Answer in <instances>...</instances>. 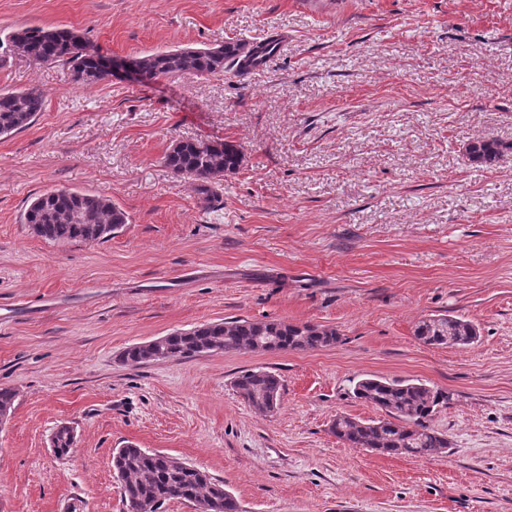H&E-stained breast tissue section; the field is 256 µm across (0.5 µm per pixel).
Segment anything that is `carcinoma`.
Wrapping results in <instances>:
<instances>
[{
  "label": "carcinoma",
  "instance_id": "carcinoma-1",
  "mask_svg": "<svg viewBox=\"0 0 512 512\" xmlns=\"http://www.w3.org/2000/svg\"><path fill=\"white\" fill-rule=\"evenodd\" d=\"M8 51L44 63L70 67L73 80L81 87L98 83L99 53L74 29L29 27L7 37ZM268 42L226 41L207 48H180L159 51L136 58L144 77L209 76L233 70L242 75L258 67ZM44 106L43 94L35 89L0 93V136L28 127ZM472 160L491 164L512 152V143L484 137L467 146ZM244 161L234 144L186 140L172 145L164 165L175 175L197 182L199 191L209 195L212 183L236 171ZM23 223L38 236L54 242H99L127 223L123 210L102 196L71 190L51 189L37 195L23 213ZM415 337L426 345L448 343L468 346L477 339L473 322L453 316L432 317L416 326ZM336 330L313 324L258 322L245 319L209 323L188 331H175L164 342L133 345L124 351L123 361L141 364L153 359V349L166 359L190 358L222 348L226 352L315 350L336 343ZM234 387L250 406L261 414L273 412L282 391L280 378L262 370L245 371L234 380ZM353 397L387 412L379 420L361 421L338 415L331 432L353 448H366L388 456L428 458L448 448V438L427 424L438 407L448 403L445 392L410 380L365 378L357 381ZM16 393L0 388V417L8 418L14 409ZM72 443L65 429L54 435V451L69 454ZM112 465L122 480L121 496L128 512H157L168 501L180 499L193 504L197 512H237L224 482L171 455L134 445L116 450Z\"/></svg>",
  "mask_w": 512,
  "mask_h": 512
}]
</instances>
